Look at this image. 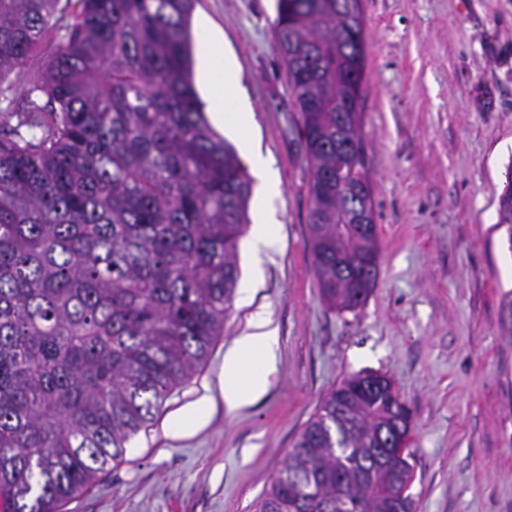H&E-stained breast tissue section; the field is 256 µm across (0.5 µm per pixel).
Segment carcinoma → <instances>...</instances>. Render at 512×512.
Wrapping results in <instances>:
<instances>
[{"label":"carcinoma","mask_w":512,"mask_h":512,"mask_svg":"<svg viewBox=\"0 0 512 512\" xmlns=\"http://www.w3.org/2000/svg\"><path fill=\"white\" fill-rule=\"evenodd\" d=\"M0 0V96L36 61L0 137V512H63L207 361L239 277L251 185L193 80L194 0ZM65 33H60V30ZM278 53L301 112L308 228L325 304L354 311L379 276L360 101L362 0H277ZM512 247V165L498 198ZM401 397L344 378L305 423L257 512H415L413 471L382 461Z\"/></svg>","instance_id":"carcinoma-1"}]
</instances>
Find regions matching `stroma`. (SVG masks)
Returning <instances> with one entry per match:
<instances>
[{
	"label": "stroma",
	"instance_id": "obj_1",
	"mask_svg": "<svg viewBox=\"0 0 512 512\" xmlns=\"http://www.w3.org/2000/svg\"><path fill=\"white\" fill-rule=\"evenodd\" d=\"M363 134L380 273L368 302L330 310L313 271L302 119L273 37L276 0H197L241 72L255 146L274 161L275 250L238 247L253 303L234 299L207 362L132 436L121 463L65 512H255L303 425L347 375L389 376L413 422L416 512H512V346L500 296L512 248L497 225L512 164V0H363ZM265 310L278 330L267 394L228 409L224 353ZM206 423L173 417L203 397ZM212 406V399L204 397L188 413L174 421L176 433L186 434L202 426Z\"/></svg>",
	"mask_w": 512,
	"mask_h": 512
}]
</instances>
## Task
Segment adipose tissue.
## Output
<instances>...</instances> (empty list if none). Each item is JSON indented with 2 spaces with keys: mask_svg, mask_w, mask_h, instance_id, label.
I'll return each instance as SVG.
<instances>
[{
  "mask_svg": "<svg viewBox=\"0 0 512 512\" xmlns=\"http://www.w3.org/2000/svg\"><path fill=\"white\" fill-rule=\"evenodd\" d=\"M200 70L209 90L216 118H229L231 124L245 129L255 121L253 110L237 101V70L226 57L223 36L206 29L200 44ZM278 333L265 312L252 315L247 331L238 336L224 354V372L220 395L228 408L241 409L257 402L269 388V377L276 368Z\"/></svg>",
  "mask_w": 512,
  "mask_h": 512,
  "instance_id": "1",
  "label": "adipose tissue"
}]
</instances>
